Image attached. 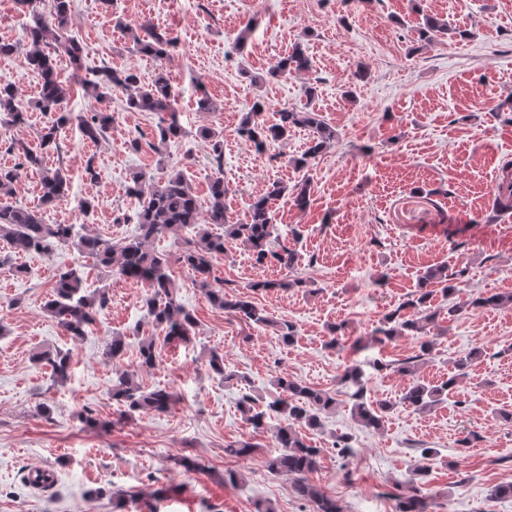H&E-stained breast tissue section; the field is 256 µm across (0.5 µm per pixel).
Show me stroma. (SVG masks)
I'll return each instance as SVG.
<instances>
[{"label":"stroma","mask_w":512,"mask_h":512,"mask_svg":"<svg viewBox=\"0 0 512 512\" xmlns=\"http://www.w3.org/2000/svg\"><path fill=\"white\" fill-rule=\"evenodd\" d=\"M72 15L70 34L84 48L83 76L106 66L131 68L147 85L167 74L185 133L161 152L183 170L200 201L223 174L228 214L238 219L272 181H308L306 209L288 195L271 207L279 233L298 251L292 268L256 266L236 244L211 265L212 279L228 292L263 279L305 285L252 297L266 315L295 324L297 336L287 345L272 328L213 306L177 260L193 230L166 234L154 247L171 258L176 297L194 313L196 334L188 343L162 345L156 366L143 369L141 342L162 331L146 314L142 285L94 267L69 244L47 255L15 254L0 241V512H257L267 503L275 512H313L291 477L268 470L271 431L254 432L238 409L246 392L264 402L277 398L274 380L283 375L336 396L335 410L305 436L321 450L309 481L344 512H396L398 496L410 492L414 471L424 465L430 512H512V498L489 496L495 485L512 482V418H503L512 415V309H467L452 319L438 289L429 356H421L417 337L372 340L429 268L466 269V298L512 292V215L486 221L501 166L512 160V0H73ZM428 17L447 20L453 34L419 43ZM143 20L177 37L168 60L137 53L120 29ZM249 22L254 30L237 48ZM297 43L306 49L308 70L267 78L270 65ZM360 65L368 72L362 80L354 76ZM255 76L261 84H252ZM0 77L30 107L24 126L0 120V169H10L11 140L38 147L47 119L31 107L40 78L19 56L0 57ZM348 90L354 98H345ZM203 92L215 111L199 110ZM259 98L269 123L281 109L312 105L335 128V142L300 170L289 160L306 149L307 129L256 152L236 129ZM108 107L114 122L104 140L84 141L74 123L60 131L46 162L67 170L71 192L44 219L119 241L137 233L138 204L127 188L133 173L157 171L161 152L152 146L160 116L126 111L119 93ZM204 128L224 138L222 166L211 161L199 135ZM86 199L92 207L85 212ZM79 262L87 293L105 292L107 303L87 336L75 340L46 303L59 271ZM116 334L125 341L117 365L104 355ZM477 347L482 357L446 400L424 413L400 404L408 380L397 364L414 362L420 379L435 382ZM55 349L71 353L62 383L35 358ZM213 350L223 353L233 379L210 373ZM354 362L364 371L368 399L394 404L379 429L350 415L341 376ZM379 362L385 370H376ZM120 367L136 372L143 389L177 391L179 402L162 413L122 418L109 394ZM44 405L50 415L41 414ZM87 413L98 427L82 422ZM346 433L355 454L345 460L334 442ZM243 439L257 445L251 457L225 455L226 445ZM424 448L438 449L437 459L423 462ZM185 455L199 470L176 465ZM34 467L54 469L57 483L30 487ZM160 488L167 496L159 500Z\"/></svg>","instance_id":"35a3bbf8"}]
</instances>
